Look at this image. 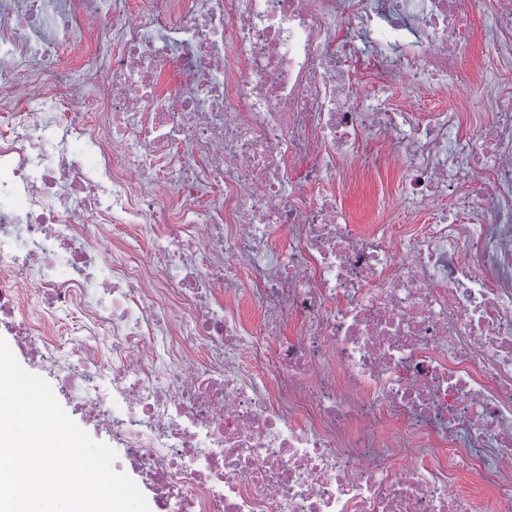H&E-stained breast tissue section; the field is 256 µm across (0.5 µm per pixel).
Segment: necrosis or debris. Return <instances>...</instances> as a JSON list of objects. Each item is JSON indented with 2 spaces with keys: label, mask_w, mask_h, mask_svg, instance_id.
I'll list each match as a JSON object with an SVG mask.
<instances>
[{
  "label": "necrosis or debris",
  "mask_w": 512,
  "mask_h": 512,
  "mask_svg": "<svg viewBox=\"0 0 512 512\" xmlns=\"http://www.w3.org/2000/svg\"><path fill=\"white\" fill-rule=\"evenodd\" d=\"M471 19L486 120L362 104L368 69L470 87ZM372 144L462 218L357 231ZM0 324L153 512H512V0H0ZM467 59L473 58L480 66L488 57V52L481 35L480 22L470 20L466 25V39L462 44ZM449 488L453 491H463L473 496L484 499L489 495V490L483 481L470 470L461 469L452 472Z\"/></svg>",
  "instance_id": "obj_1"
}]
</instances>
